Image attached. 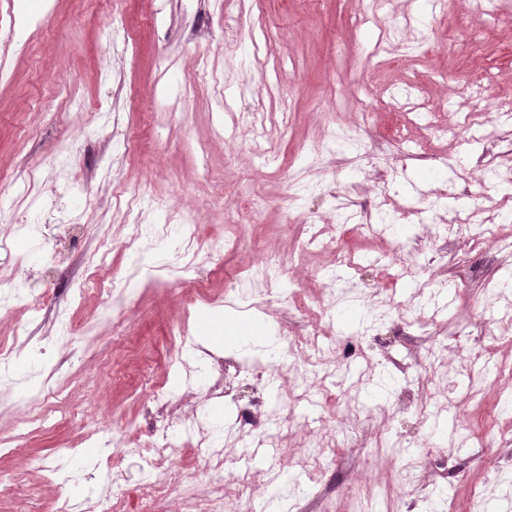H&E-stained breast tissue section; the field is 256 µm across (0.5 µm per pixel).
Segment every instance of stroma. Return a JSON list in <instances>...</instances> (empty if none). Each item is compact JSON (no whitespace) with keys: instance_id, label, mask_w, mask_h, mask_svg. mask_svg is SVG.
Masks as SVG:
<instances>
[{"instance_id":"stroma-1","label":"stroma","mask_w":512,"mask_h":512,"mask_svg":"<svg viewBox=\"0 0 512 512\" xmlns=\"http://www.w3.org/2000/svg\"><path fill=\"white\" fill-rule=\"evenodd\" d=\"M497 4L478 15L468 0H383L370 18L365 0H0V210L18 218L0 222L11 247L0 282L40 299L36 311L24 299L0 311V349L11 352L0 366V512H55V486L73 476L87 504L107 499L116 436L130 448L126 512H206L215 486L197 438L171 449L165 489H146V449L171 421L204 423L226 462L247 471L240 512H356L350 486L402 493L399 512H426L439 489L441 512H470L475 489L512 512L482 448L446 462L447 419L398 403L430 345L458 359L457 332L512 363V342L489 335L487 321L502 306L512 245L435 234L456 205L449 192L465 186L474 229L491 224L512 241L505 128L472 142L448 129L452 112L512 114V0ZM478 89L484 100L473 99ZM391 100L417 109L386 110ZM116 125L126 141L111 138ZM495 154L493 183L482 162ZM410 175L422 193L409 190ZM158 198L178 211L155 210ZM413 205L423 222L400 219ZM361 209L377 210L384 235L338 233ZM190 220L186 258L178 246ZM314 234L317 249L300 256L296 239ZM338 247L354 266L333 264ZM270 256L284 273L260 312L253 274ZM382 257L428 267L447 293L433 302L407 281L412 308L389 305L374 319L363 305L383 285ZM330 295L335 336L358 339L372 363L351 362L343 378L270 383L276 341L311 330L295 301ZM424 310L440 331L412 325ZM219 327L234 343L201 342ZM358 380L366 407L393 402L387 438L401 452L379 454L378 420H360L362 447L337 449L306 495L274 497L290 468L239 438L244 417L266 420L279 405L283 445L301 457L306 419L333 429L341 393ZM287 387L314 393L316 405L289 410ZM38 395L34 416L23 399ZM465 429L486 441L512 429L496 387H482Z\"/></svg>"}]
</instances>
